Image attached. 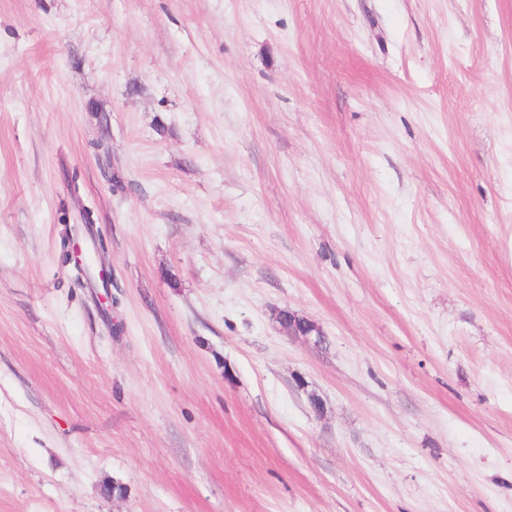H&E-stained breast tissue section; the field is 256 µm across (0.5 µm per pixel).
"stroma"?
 <instances>
[{"label":"stroma","mask_w":512,"mask_h":512,"mask_svg":"<svg viewBox=\"0 0 512 512\" xmlns=\"http://www.w3.org/2000/svg\"><path fill=\"white\" fill-rule=\"evenodd\" d=\"M0 512H512V0H0ZM68 249L70 264L78 266L85 273L88 272L91 276H96L101 282L104 281L106 285L108 284L110 272L102 267L96 268L93 265L89 254V247L84 244L81 239V234H79L78 231L70 237Z\"/></svg>","instance_id":"1"}]
</instances>
